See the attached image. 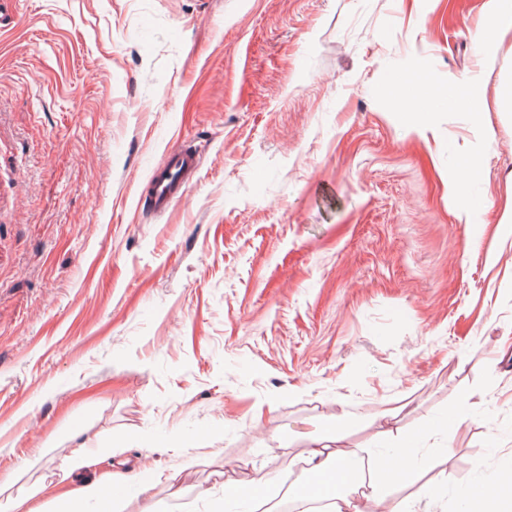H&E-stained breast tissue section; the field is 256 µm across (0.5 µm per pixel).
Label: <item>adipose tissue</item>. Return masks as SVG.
<instances>
[{
	"instance_id": "adipose-tissue-1",
	"label": "adipose tissue",
	"mask_w": 512,
	"mask_h": 512,
	"mask_svg": "<svg viewBox=\"0 0 512 512\" xmlns=\"http://www.w3.org/2000/svg\"><path fill=\"white\" fill-rule=\"evenodd\" d=\"M480 11L490 33L482 45L487 61H495L499 53L498 35L512 31V0H481ZM393 90L404 109L405 122L410 132L425 135L430 128L431 113L415 109L416 100L445 99L449 110L480 113L483 110L480 89L464 76H449L445 86L437 87L421 74L408 72L394 83ZM441 425L432 424L414 438H397L386 435L383 449L373 451L370 459L360 456L328 459L321 448L320 437H313V463L311 469L322 477L320 495L332 499V512H379L385 507L383 497L385 484L391 472L407 476L410 465L401 464V457L420 447L421 443L437 437ZM93 454L85 446L71 449L62 467L57 483L56 500L59 512H116V500L110 497L113 486L123 485L133 489L140 502L138 512H165L162 505L150 494L153 481L141 472L117 463L103 476L90 479H75L74 474L93 465ZM372 467V475H365V467ZM369 479L371 492L366 499H357L355 493L361 479ZM475 499L484 506L496 507L497 512H512V483L504 480L501 471H482L476 475Z\"/></svg>"
}]
</instances>
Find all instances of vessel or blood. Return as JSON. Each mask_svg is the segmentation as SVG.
<instances>
[{
	"label": "vessel or blood",
	"instance_id": "b4317fda",
	"mask_svg": "<svg viewBox=\"0 0 512 512\" xmlns=\"http://www.w3.org/2000/svg\"><path fill=\"white\" fill-rule=\"evenodd\" d=\"M200 168V152L196 147L184 145L172 150L163 170L150 175V205L160 214L181 199L196 179Z\"/></svg>",
	"mask_w": 512,
	"mask_h": 512
}]
</instances>
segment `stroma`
Returning <instances> with one entry per match:
<instances>
[{
  "mask_svg": "<svg viewBox=\"0 0 512 512\" xmlns=\"http://www.w3.org/2000/svg\"><path fill=\"white\" fill-rule=\"evenodd\" d=\"M0 34V512L69 449L158 473L167 512L227 479L277 498L337 454L445 432L415 512H459L512 448V33L480 0H17ZM465 75L484 110L406 133L388 70ZM196 182L139 206L168 150ZM483 171L449 193L461 160ZM479 403L454 427L461 400ZM118 457H111V449ZM430 486L418 494V485ZM210 499H202L200 490ZM480 11L486 20L491 35L483 38L485 58L494 62L499 53L497 34H506L512 30V1L511 0H481Z\"/></svg>",
  "mask_w": 512,
  "mask_h": 512,
  "instance_id": "35a3bbf8",
  "label": "stroma"
}]
</instances>
